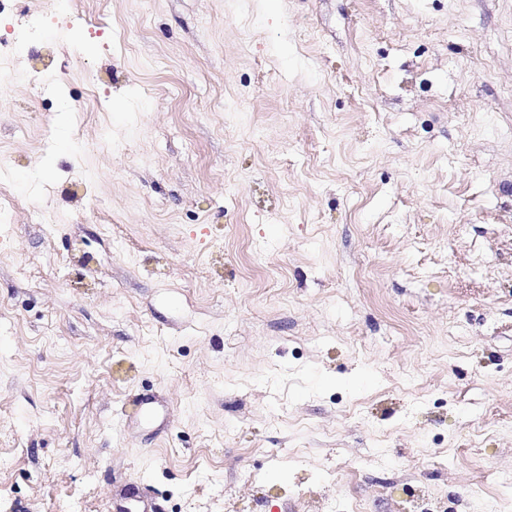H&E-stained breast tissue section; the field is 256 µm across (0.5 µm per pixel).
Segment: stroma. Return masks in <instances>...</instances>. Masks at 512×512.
<instances>
[{
	"mask_svg": "<svg viewBox=\"0 0 512 512\" xmlns=\"http://www.w3.org/2000/svg\"><path fill=\"white\" fill-rule=\"evenodd\" d=\"M43 5L0 512H512V0Z\"/></svg>",
	"mask_w": 512,
	"mask_h": 512,
	"instance_id": "35a3bbf8",
	"label": "stroma"
}]
</instances>
